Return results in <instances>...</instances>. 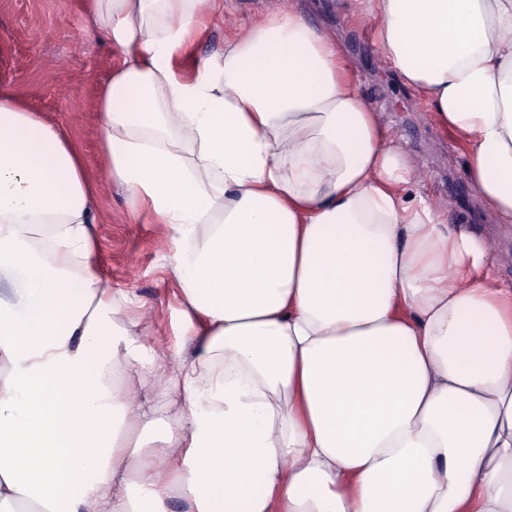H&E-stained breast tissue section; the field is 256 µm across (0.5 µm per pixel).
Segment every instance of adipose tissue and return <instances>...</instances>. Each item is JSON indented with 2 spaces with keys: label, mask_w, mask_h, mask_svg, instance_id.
I'll use <instances>...</instances> for the list:
<instances>
[{
  "label": "adipose tissue",
  "mask_w": 512,
  "mask_h": 512,
  "mask_svg": "<svg viewBox=\"0 0 512 512\" xmlns=\"http://www.w3.org/2000/svg\"><path fill=\"white\" fill-rule=\"evenodd\" d=\"M101 170L175 251L171 364L98 272L76 140L0 86V512H512V287L292 9L80 0ZM512 224V0H354ZM182 390L170 415L162 401Z\"/></svg>",
  "instance_id": "1"
}]
</instances>
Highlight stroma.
<instances>
[{
    "mask_svg": "<svg viewBox=\"0 0 512 512\" xmlns=\"http://www.w3.org/2000/svg\"><path fill=\"white\" fill-rule=\"evenodd\" d=\"M287 7L337 40L361 97L419 177L410 192L421 193L445 211L449 223L485 243L500 281L512 285V224L497 223L469 190L466 155L458 139L437 127L425 98L405 85L381 59L373 35L350 0H216L214 18L197 46L200 57L222 52L232 29ZM0 47L9 63L0 84L10 86L34 111L77 138L90 171L99 165L96 107L112 68V50L81 13L79 0H0ZM99 266L113 288L135 295L157 322L151 341L173 358H191L181 344L180 302L171 274L174 246L159 225L131 217L127 194L108 180L99 183L96 204Z\"/></svg>",
    "mask_w": 512,
    "mask_h": 512,
    "instance_id": "35a3bbf8",
    "label": "stroma"
}]
</instances>
